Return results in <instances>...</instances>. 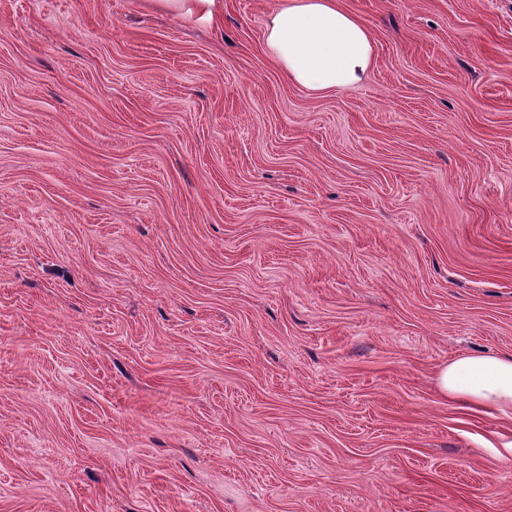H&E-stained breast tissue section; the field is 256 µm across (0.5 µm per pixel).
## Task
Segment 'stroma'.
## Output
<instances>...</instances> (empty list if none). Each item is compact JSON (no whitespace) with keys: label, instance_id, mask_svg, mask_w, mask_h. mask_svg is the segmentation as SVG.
I'll list each match as a JSON object with an SVG mask.
<instances>
[{"label":"stroma","instance_id":"stroma-1","mask_svg":"<svg viewBox=\"0 0 512 512\" xmlns=\"http://www.w3.org/2000/svg\"><path fill=\"white\" fill-rule=\"evenodd\" d=\"M139 0H0V512H512V0H343L363 83ZM436 382L444 398L483 409H512V355L458 357L439 368Z\"/></svg>","mask_w":512,"mask_h":512}]
</instances>
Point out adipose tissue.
Instances as JSON below:
<instances>
[{"label":"adipose tissue","instance_id":"ef3b65f1","mask_svg":"<svg viewBox=\"0 0 512 512\" xmlns=\"http://www.w3.org/2000/svg\"><path fill=\"white\" fill-rule=\"evenodd\" d=\"M146 10L208 22L222 0H142ZM265 50L288 83L307 92H333L361 84L374 64L368 29L340 0H283L267 18ZM444 398L483 409H512V356L472 353L441 366Z\"/></svg>","mask_w":512,"mask_h":512}]
</instances>
